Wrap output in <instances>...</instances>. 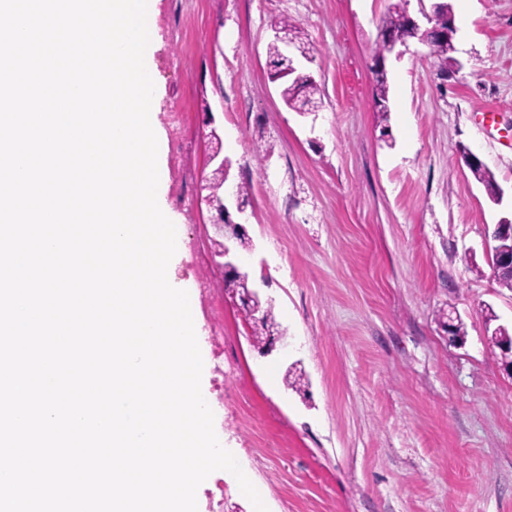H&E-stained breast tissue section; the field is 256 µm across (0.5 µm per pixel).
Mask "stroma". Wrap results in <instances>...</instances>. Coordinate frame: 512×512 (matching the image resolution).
I'll list each match as a JSON object with an SVG mask.
<instances>
[{
    "label": "stroma",
    "mask_w": 512,
    "mask_h": 512,
    "mask_svg": "<svg viewBox=\"0 0 512 512\" xmlns=\"http://www.w3.org/2000/svg\"><path fill=\"white\" fill-rule=\"evenodd\" d=\"M449 2L454 64L441 70L414 39L389 56L384 128L372 65L391 0H151L181 241L171 277L198 325L215 432L268 512H512V376L487 323L512 327V291L485 246L486 226L512 216V0ZM284 17L323 90L311 114L288 109L269 78ZM213 130L231 177L250 185L243 259L268 281L282 352L254 347L215 266L218 229L200 202ZM258 141L272 147L261 161ZM442 312L460 316L462 344L444 337ZM292 366L304 392L284 384ZM199 512L253 505L220 470Z\"/></svg>",
    "instance_id": "35a3bbf8"
}]
</instances>
